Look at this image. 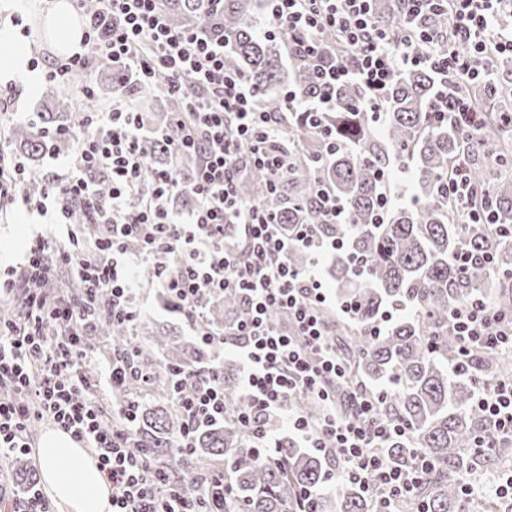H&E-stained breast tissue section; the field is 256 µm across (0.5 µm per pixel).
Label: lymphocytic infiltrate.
Listing matches in <instances>:
<instances>
[{
  "mask_svg": "<svg viewBox=\"0 0 512 512\" xmlns=\"http://www.w3.org/2000/svg\"><path fill=\"white\" fill-rule=\"evenodd\" d=\"M160 2L95 0L85 13L83 52L45 71V80L65 83L97 63L112 68V107L78 113L83 134L67 174L30 195L32 176L24 163L0 148V205L21 202L27 210L53 213L62 226L61 234L29 240L19 268L0 276V300L20 299L24 309L22 318L0 317V457L28 454L33 425L50 421L96 458L112 488V512H215L205 499L187 497L171 484L165 468L129 450L131 405L104 404L106 391L133 375V348L113 346L111 359L101 363L89 338L100 319L137 321L138 268L149 262L156 288L206 343L218 339L204 314L212 295L238 294L250 311L230 332L245 372L242 406L228 410L220 366L178 372L177 448L190 450L197 431L227 418L260 443L266 420L275 416L305 447L333 460L325 479L355 486L375 512H402L426 464L410 472L387 464L384 448L406 430L382 412V396L348 387L347 364L322 315L327 290L319 272L290 267L276 216L236 191L249 166L264 170L269 191L277 190L288 171L284 123L260 110L254 87L226 69L223 40L172 28ZM371 3L265 0L268 34L288 35L300 46L317 84L318 98L300 103V110L329 112L337 86L354 84L362 91V107L381 122L396 72L428 68L440 76L431 105L435 120L451 118L462 135L475 138L479 112L465 88L492 79L491 60L512 52V30L499 24L506 0H405L408 21L400 26L380 23ZM447 10L453 14L451 34L436 24L420 25V18ZM328 30L351 53V63L331 57L322 41ZM474 55L485 57L488 67L472 69ZM187 74L192 84L184 83ZM130 82L161 86L185 102L174 120L186 133L173 150L204 154L192 187L196 205L187 218L169 205L180 186L178 170H149L145 126L126 90ZM98 171L111 181L104 196L93 179ZM446 186L448 200L457 202L468 223H495L491 202L472 205L465 167L449 172ZM135 194L141 202L133 207ZM83 224L99 226L95 243L81 239ZM130 239L139 241L138 252L127 249ZM62 267L80 283V292L47 293ZM274 310L283 322L270 320ZM450 327L461 355L485 350L512 356V315L486 298L456 308ZM295 395L316 399L319 418L290 407ZM477 405L490 424L478 447L492 451L512 442V376L482 391Z\"/></svg>",
  "mask_w": 512,
  "mask_h": 512,
  "instance_id": "obj_1",
  "label": "lymphocytic infiltrate"
}]
</instances>
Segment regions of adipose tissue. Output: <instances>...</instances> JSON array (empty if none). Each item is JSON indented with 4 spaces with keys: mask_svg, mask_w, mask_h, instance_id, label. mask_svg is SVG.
I'll return each instance as SVG.
<instances>
[{
    "mask_svg": "<svg viewBox=\"0 0 512 512\" xmlns=\"http://www.w3.org/2000/svg\"><path fill=\"white\" fill-rule=\"evenodd\" d=\"M50 51L71 55L81 51L85 22L70 0H40ZM41 483L56 512H112L111 489L87 448L58 428L46 429L36 448Z\"/></svg>",
    "mask_w": 512,
    "mask_h": 512,
    "instance_id": "adipose-tissue-1",
    "label": "adipose tissue"
}]
</instances>
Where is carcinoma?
I'll return each instance as SVG.
<instances>
[{
    "label": "carcinoma",
    "mask_w": 512,
    "mask_h": 512,
    "mask_svg": "<svg viewBox=\"0 0 512 512\" xmlns=\"http://www.w3.org/2000/svg\"><path fill=\"white\" fill-rule=\"evenodd\" d=\"M165 6L174 26L224 38L225 67L255 85L263 111L286 115L288 136L298 147L279 189L268 193L266 174L247 168L241 173L239 192L288 227L313 224L321 238L343 243L327 274L336 281L339 299L351 304L352 311L346 323L327 310L324 317L347 357L349 382L384 391L383 411L407 425V434L384 448L391 466L411 470L419 453L429 461L409 512H462L460 477L487 462L466 453L488 429L475 401L474 384L493 387L512 374V359L476 351L466 369L451 373L459 353L448 319L456 307L487 294L502 311H512V233L507 231L512 225V179L491 176L493 168H512V141L501 135L512 115V79L483 85L474 94L482 112V136L492 141L489 151L465 142L449 120L434 122L430 105L439 75L429 69L395 75L387 92L389 112L381 126L358 105L357 86L338 87L336 110L321 121L336 137V154L323 164L319 158L326 152L324 134L281 94L289 87L299 99L312 98V72L299 49L256 35L260 0H224L218 10L212 0H166ZM374 12L382 23H394L404 12L402 0H375ZM130 92L138 110L164 127L163 136L145 141L152 167L176 166L182 180L178 197L191 196L189 180L199 155L172 153L181 130L169 113L179 111L180 102L133 85ZM48 97L56 111L41 116L43 127L36 132L19 126L10 137V145L33 157L77 140L75 135L69 140L50 135L53 129L73 127L75 114L64 89L53 88ZM461 160L475 188L492 202L502 229L463 223L460 211L442 197L448 172ZM407 163L414 169L415 204L389 206L380 223L377 213L383 192L391 189L390 174ZM322 186L347 206L350 223H318L316 193ZM462 252L470 257L464 267L457 262ZM384 312L395 317L371 335ZM245 318L247 309L233 294L213 300L206 310L207 322L217 331ZM97 330L116 344L130 341L126 324L105 320ZM134 346V363L145 378L127 382L112 397L117 404L136 403L132 451L166 467L174 486L197 491V466L216 460L232 477L229 488L215 492V500H224V512H302L304 488L313 492L319 512H370L366 495L347 483L334 497L324 492L327 460L298 447L294 438L280 432L276 419L266 425V441L273 447L267 453L253 447V440L236 425L216 422L196 434L188 457H179L173 448L181 428L174 373L218 363L220 345L164 329ZM224 399L232 409L240 403L238 370L232 367L224 372ZM7 466L23 492L34 489L32 464L13 457Z\"/></svg>",
    "instance_id": "obj_1"
}]
</instances>
